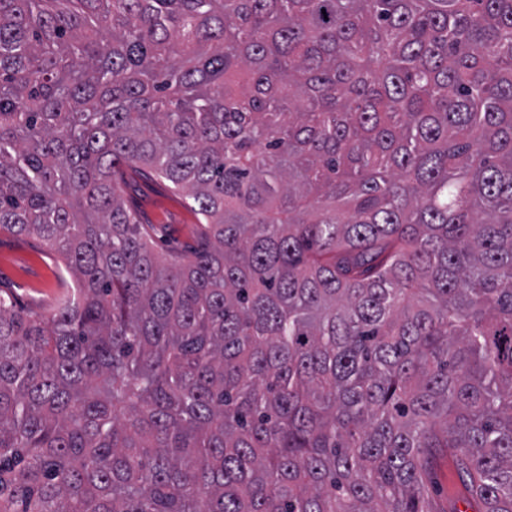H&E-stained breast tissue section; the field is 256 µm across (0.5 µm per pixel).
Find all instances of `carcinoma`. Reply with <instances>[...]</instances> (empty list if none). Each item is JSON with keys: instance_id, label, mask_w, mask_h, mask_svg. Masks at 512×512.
<instances>
[{"instance_id": "obj_1", "label": "carcinoma", "mask_w": 512, "mask_h": 512, "mask_svg": "<svg viewBox=\"0 0 512 512\" xmlns=\"http://www.w3.org/2000/svg\"><path fill=\"white\" fill-rule=\"evenodd\" d=\"M0 231V512H512V0H0ZM166 184V185H165ZM158 182L154 187L140 186L134 195V203L151 224H156L158 250L188 256L196 245V215L188 207L186 199ZM73 280L39 239L0 232V295L49 318L57 298L72 293ZM427 483L437 512H473L476 505L461 482L448 452L436 449L430 458ZM468 504L471 507L468 508Z\"/></svg>"}]
</instances>
